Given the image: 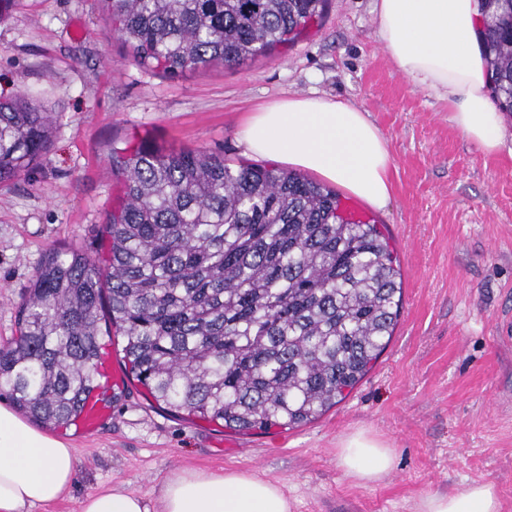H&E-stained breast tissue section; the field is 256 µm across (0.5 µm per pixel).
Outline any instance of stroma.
Listing matches in <instances>:
<instances>
[{
	"label": "stroma",
	"instance_id": "35a3bbf8",
	"mask_svg": "<svg viewBox=\"0 0 512 512\" xmlns=\"http://www.w3.org/2000/svg\"><path fill=\"white\" fill-rule=\"evenodd\" d=\"M374 0H328L319 26L244 64L169 78L139 67L112 33L106 0H14L0 20V97L25 94L56 117L33 168L0 183V345L43 256L108 255L116 202L112 151L146 142L247 162L250 112L291 94L349 100L388 142L386 206L359 203L389 235L403 274L395 333L351 394L315 421L239 433L171 412L136 381L108 391L94 432L61 429L80 461L71 490L35 512H78L100 485L151 492L177 469L252 471L285 484L291 512H415L428 491L494 483L512 512V114L508 149L485 155L448 104L397 74L378 42ZM360 430L393 448L382 480L360 486L336 465Z\"/></svg>",
	"mask_w": 512,
	"mask_h": 512
}]
</instances>
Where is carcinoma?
I'll use <instances>...</instances> for the list:
<instances>
[{"mask_svg": "<svg viewBox=\"0 0 512 512\" xmlns=\"http://www.w3.org/2000/svg\"><path fill=\"white\" fill-rule=\"evenodd\" d=\"M133 61L165 76L241 65L291 41L326 0H106ZM498 107L512 112V0H480ZM52 113L0 100V183L46 150ZM121 177L109 258L52 251L0 345V393L56 428L78 417L100 336L174 412L238 431L293 428L336 406L391 340L400 269L376 224L293 171L200 149L112 150Z\"/></svg>", "mask_w": 512, "mask_h": 512, "instance_id": "1", "label": "carcinoma"}]
</instances>
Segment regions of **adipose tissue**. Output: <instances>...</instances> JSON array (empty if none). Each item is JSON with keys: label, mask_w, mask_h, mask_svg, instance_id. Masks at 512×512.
Masks as SVG:
<instances>
[{"label": "adipose tissue", "mask_w": 512, "mask_h": 512, "mask_svg": "<svg viewBox=\"0 0 512 512\" xmlns=\"http://www.w3.org/2000/svg\"><path fill=\"white\" fill-rule=\"evenodd\" d=\"M376 36L394 69L413 87L447 100L449 119L484 154L506 146L503 118L476 44L478 0H376ZM247 155L298 167L338 184L368 205L391 196L392 157L379 129L357 105L324 95H292L253 112L239 132ZM336 465L361 485L380 481L394 451L365 433L343 440ZM76 452L66 439L0 405V512H32L74 484ZM79 512H290L282 484L255 473L183 469L155 499L122 487H97ZM418 512H501L497 487L474 482L421 496Z\"/></svg>", "instance_id": "obj_1"}]
</instances>
